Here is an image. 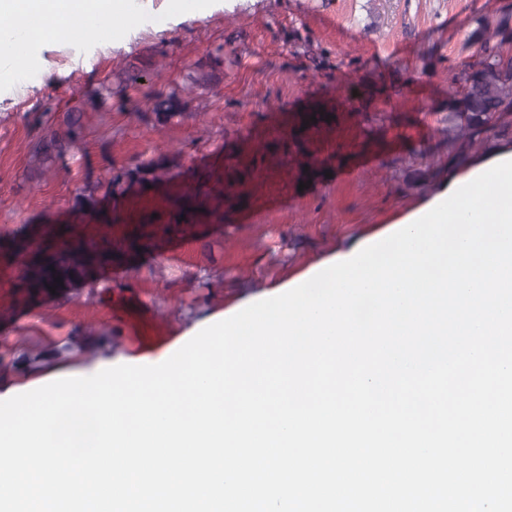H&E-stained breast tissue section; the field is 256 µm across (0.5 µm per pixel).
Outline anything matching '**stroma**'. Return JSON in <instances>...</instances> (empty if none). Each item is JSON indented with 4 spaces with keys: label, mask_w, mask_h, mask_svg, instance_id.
Returning a JSON list of instances; mask_svg holds the SVG:
<instances>
[{
    "label": "stroma",
    "mask_w": 512,
    "mask_h": 512,
    "mask_svg": "<svg viewBox=\"0 0 512 512\" xmlns=\"http://www.w3.org/2000/svg\"><path fill=\"white\" fill-rule=\"evenodd\" d=\"M152 0L125 35L45 45L24 91L0 83V234L70 221L88 178L173 159L172 183L200 186L223 222L169 229L132 261L106 267L97 288L73 281L36 306L14 294L17 267L0 264V391L35 367L91 371L151 364L166 338L286 292L342 256L396 230L434 200L457 169L448 146L453 81L479 58L469 36L512 14V0H212L201 15L168 16ZM221 54L210 87L183 116L153 121L159 95L189 67ZM150 63L155 80L113 92L88 113L68 173L28 168L30 149L70 106ZM322 122L300 137L299 116ZM26 363L13 365L18 354Z\"/></svg>",
    "instance_id": "stroma-1"
}]
</instances>
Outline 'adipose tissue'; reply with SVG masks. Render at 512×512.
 Here are the masks:
<instances>
[{"label":"adipose tissue","mask_w":512,"mask_h":512,"mask_svg":"<svg viewBox=\"0 0 512 512\" xmlns=\"http://www.w3.org/2000/svg\"><path fill=\"white\" fill-rule=\"evenodd\" d=\"M0 12L16 18L10 37L18 50L13 60L17 68L27 65L32 47L64 39L78 26L109 36L116 31V18L129 25L136 21L129 0H0Z\"/></svg>","instance_id":"1"}]
</instances>
